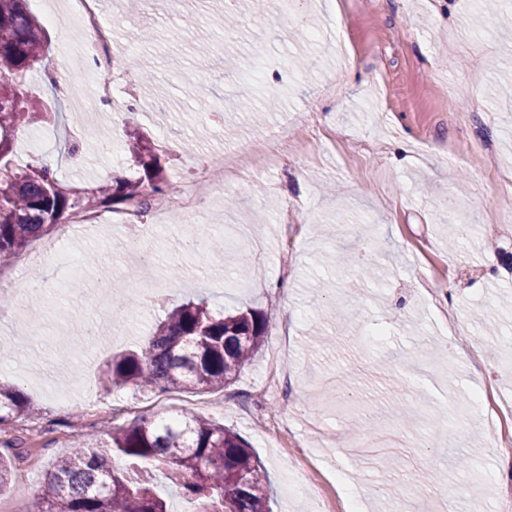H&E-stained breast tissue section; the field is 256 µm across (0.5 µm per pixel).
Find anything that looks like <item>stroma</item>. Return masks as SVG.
<instances>
[{"mask_svg":"<svg viewBox=\"0 0 512 512\" xmlns=\"http://www.w3.org/2000/svg\"><path fill=\"white\" fill-rule=\"evenodd\" d=\"M48 60L60 77L33 92L55 120L19 134L16 165L32 155L63 183L90 187L126 167L124 131L139 127L166 161L172 189L237 142L273 149L278 164H242L202 220L224 227L219 257L180 246L183 217L151 212L130 231L119 211L102 227L52 232L56 252L0 276V382L16 386L45 428L36 441L20 420L0 424V453L13 460L0 502L26 505L80 434L103 436L135 418L192 413L240 434L262 461L272 512H322L346 496L362 512H500L512 494V443L486 428L512 405V100L496 90L512 71V29L475 0H100L118 53L146 55L151 72L115 67L118 121H97L98 103L74 59V43L43 0ZM276 109H265L268 100ZM84 145L70 153L72 143ZM489 143L497 164L478 166L466 146ZM150 245L156 271L140 269ZM368 254L375 278L346 263ZM78 267L70 288L33 307L32 272L47 282ZM204 299L228 312L252 308L271 328L254 360L221 390L168 393L105 389L113 355L142 345L173 306ZM97 321L89 343L74 333ZM335 337L322 345L320 335ZM266 388L248 411L249 391ZM119 398L133 411L94 419ZM464 450L474 458L451 463Z\"/></svg>","mask_w":512,"mask_h":512,"instance_id":"35a3bbf8","label":"stroma"}]
</instances>
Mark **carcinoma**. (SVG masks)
<instances>
[{"mask_svg":"<svg viewBox=\"0 0 512 512\" xmlns=\"http://www.w3.org/2000/svg\"><path fill=\"white\" fill-rule=\"evenodd\" d=\"M46 31L21 0H0V264L63 222L77 206L136 205L164 195L169 182L148 138L128 134V164L136 177H115L82 197L69 196L45 164L21 168L9 155L17 134L52 118L47 104L27 88L28 73L41 68ZM267 316L253 309L215 312L203 299L171 308L148 346L107 363V388L167 392L224 389L267 339ZM35 413L13 386L0 384V423ZM162 471L194 512H272L270 482L247 442L224 425L195 414L171 419L140 417L109 439L79 438L53 465L43 493L26 512H168L151 488Z\"/></svg>","mask_w":512,"mask_h":512,"instance_id":"carcinoma-1","label":"carcinoma"}]
</instances>
